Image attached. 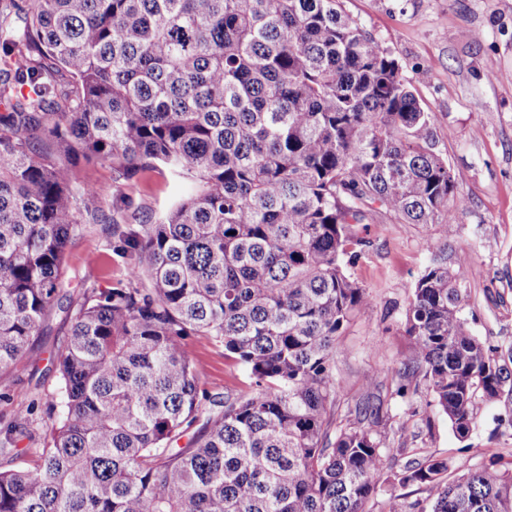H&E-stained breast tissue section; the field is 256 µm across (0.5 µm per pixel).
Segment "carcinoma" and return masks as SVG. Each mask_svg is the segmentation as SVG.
Masks as SVG:
<instances>
[{
	"label": "carcinoma",
	"mask_w": 512,
	"mask_h": 512,
	"mask_svg": "<svg viewBox=\"0 0 512 512\" xmlns=\"http://www.w3.org/2000/svg\"><path fill=\"white\" fill-rule=\"evenodd\" d=\"M342 2L0 7V382L59 300L68 244L108 221V189L56 155L194 182L160 218L111 221L123 274L63 308L50 433L19 447L33 404L0 427V455L32 457L0 468V512H366L381 494L385 512H512V469L491 460L450 480L448 459L404 442L422 388L467 439L477 401L512 382V354L462 315L463 175ZM388 217L442 234L408 293V354L366 375L335 427L336 342L373 302L348 268ZM193 336L224 348L250 392L203 388ZM382 376L407 404L394 430ZM409 486L423 497L396 494Z\"/></svg>",
	"instance_id": "cac0c4a2"
}]
</instances>
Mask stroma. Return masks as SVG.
Returning <instances> with one entry per match:
<instances>
[{
    "instance_id": "stroma-1",
    "label": "stroma",
    "mask_w": 512,
    "mask_h": 512,
    "mask_svg": "<svg viewBox=\"0 0 512 512\" xmlns=\"http://www.w3.org/2000/svg\"><path fill=\"white\" fill-rule=\"evenodd\" d=\"M346 13L387 48L398 61L421 107L434 118L436 145L449 165L464 173L459 187L466 205L457 215L456 246L472 252L480 268L461 281L462 314L481 341L512 349V0H343ZM77 182L105 185L108 203L126 215H157L176 200L180 185L159 168L124 175L109 163L73 162ZM424 228L388 220L375 225L371 244L351 274L374 299L354 312L336 346L339 410L363 392L366 374L400 361L407 352L402 321L409 288L430 259ZM109 227L87 222L65 253L61 294L79 301L89 266H96L104 288L123 268L113 255ZM70 322L59 308L48 312L43 333L33 339V355L18 363L0 398V425L31 403L58 397V379L50 361L67 344ZM200 379L211 393L247 390L241 367L223 348L201 336L189 341ZM431 431L408 440L411 448L448 458L464 472L499 455L512 466V394L476 406L477 422L467 440H459L448 420L425 398H418Z\"/></svg>"
}]
</instances>
